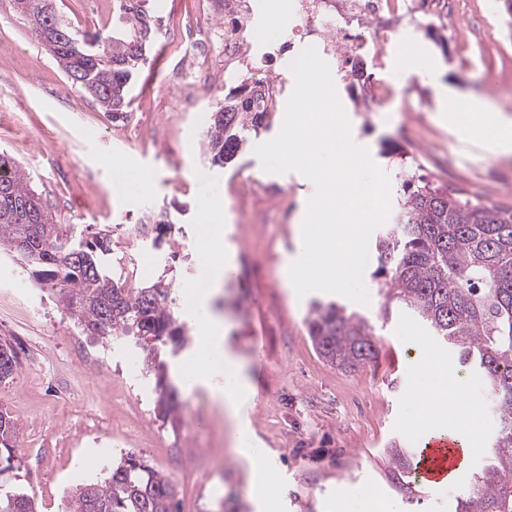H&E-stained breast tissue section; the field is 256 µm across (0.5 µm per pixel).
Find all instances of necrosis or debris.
Returning <instances> with one entry per match:
<instances>
[{
    "label": "necrosis or debris",
    "instance_id": "obj_1",
    "mask_svg": "<svg viewBox=\"0 0 512 512\" xmlns=\"http://www.w3.org/2000/svg\"><path fill=\"white\" fill-rule=\"evenodd\" d=\"M224 17L225 81L244 79L265 85L262 64L279 62L275 94L287 98L294 86L289 64L302 49L316 47L337 82H356L366 102L382 107L396 90L384 82L391 65L389 48L401 27L414 17L434 24L448 11V0H290L282 23V42L270 46L261 36L271 16L269 0H212Z\"/></svg>",
    "mask_w": 512,
    "mask_h": 512
}]
</instances>
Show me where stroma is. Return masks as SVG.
<instances>
[{
  "label": "stroma",
  "instance_id": "obj_1",
  "mask_svg": "<svg viewBox=\"0 0 512 512\" xmlns=\"http://www.w3.org/2000/svg\"><path fill=\"white\" fill-rule=\"evenodd\" d=\"M113 0H57L69 22L83 30L106 29ZM447 28L426 35L403 30L397 55L428 54L432 74L400 70L395 95L372 111L339 98L354 119L360 145L388 175L392 197L402 193L401 164L429 179L462 188L472 202L512 210V156H498L467 141L463 129L440 123L444 101L457 113L472 96L512 117V18L502 0H459ZM162 23L131 92L128 117L113 120L87 94L68 87L54 59L0 0V150L20 161L61 223L112 233L114 257L130 261L136 224L168 211L173 246L158 252L156 281L165 265L177 315L189 323L188 293L206 287L197 255L200 219L224 230V250L236 271L221 298L229 345L246 364L255 394L245 413L256 447L277 466L271 496L281 512H334L343 488L371 485L403 512H455L496 436L499 421L482 377L462 369L455 352L429 339L432 355L461 376V400L482 405L478 449L457 474L455 487L438 486L408 497L393 482L389 448H414L442 427L432 416L415 429L411 375L419 353L411 335L422 322L398 309L385 313V296L373 285L376 259L364 282L366 306L343 296L288 294L281 261L293 252L299 199L315 186L305 176L265 172L254 153L277 135L283 112L269 113L267 130L232 163L210 164L200 112L224 97V58L215 56L205 81H183L181 70L195 40L215 43L224 23L210 0H160ZM336 301L371 326L373 361L354 369L327 363L309 336L313 301ZM265 348L257 350L254 336ZM0 340L19 354L11 378L0 381V410L17 420L22 436L8 480L35 496L40 512H65L76 485L102 479L106 467L135 453L169 476L179 512H254L247 468L229 439L223 415L202 393H185L179 421L158 417L153 377L129 376L138 356L130 343L83 333L30 269L0 255Z\"/></svg>",
  "mask_w": 512,
  "mask_h": 512
}]
</instances>
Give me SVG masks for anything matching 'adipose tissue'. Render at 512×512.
<instances>
[{
	"label": "adipose tissue",
	"instance_id": "1",
	"mask_svg": "<svg viewBox=\"0 0 512 512\" xmlns=\"http://www.w3.org/2000/svg\"><path fill=\"white\" fill-rule=\"evenodd\" d=\"M467 104L469 131L475 135L491 134L492 153L512 154V118L488 111L473 97ZM198 255L208 286L195 293L190 305L196 343L182 359L179 378L186 392H203L231 421L232 446L247 463L258 510L275 512V502L266 496L263 488L274 480L276 467L265 452L255 447L243 414V405L253 384L243 361L229 351L227 324L214 307L215 299L225 281L234 275L235 268L225 260L223 236L213 225L202 224ZM414 381V400L420 414L454 413L451 398L455 386L447 369L436 361H425L416 368Z\"/></svg>",
	"mask_w": 512,
	"mask_h": 512
}]
</instances>
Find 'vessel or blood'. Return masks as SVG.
<instances>
[{
	"mask_svg": "<svg viewBox=\"0 0 512 512\" xmlns=\"http://www.w3.org/2000/svg\"><path fill=\"white\" fill-rule=\"evenodd\" d=\"M460 436L445 431L428 434L411 456L413 473L421 489L452 485L461 460Z\"/></svg>",
	"mask_w": 512,
	"mask_h": 512,
	"instance_id": "1",
	"label": "vessel or blood"
}]
</instances>
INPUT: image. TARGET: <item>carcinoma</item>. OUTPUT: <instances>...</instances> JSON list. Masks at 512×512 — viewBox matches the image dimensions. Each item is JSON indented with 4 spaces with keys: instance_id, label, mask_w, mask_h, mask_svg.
Returning <instances> with one entry per match:
<instances>
[{
    "instance_id": "carcinoma-1",
    "label": "carcinoma",
    "mask_w": 512,
    "mask_h": 512,
    "mask_svg": "<svg viewBox=\"0 0 512 512\" xmlns=\"http://www.w3.org/2000/svg\"><path fill=\"white\" fill-rule=\"evenodd\" d=\"M13 9L35 39L54 58L68 83L88 94L112 119L124 117L143 47L158 26L159 5L150 0H115L112 25L89 33L57 11H44L48 0H12ZM57 28L53 41L42 28ZM265 112L251 111V96L236 87L210 113L205 152L214 166L237 158L259 130L267 129ZM403 195L397 199L396 224L375 243L374 278L386 287V305L404 308L419 318L428 333L449 344L459 362L478 372L494 398L499 430L487 462L455 512H512V211L478 205L463 191L438 184L410 165L401 170ZM38 249L27 261L21 247ZM0 252L24 262L38 283L68 300L70 318L87 334L126 338L140 349L153 373L159 416L176 420L182 409L178 388L161 356H176L188 344L175 315L170 284L158 280L128 288L121 260L109 264L112 240L101 230L85 237L79 224H60L33 189L30 179L8 152L0 151ZM79 252L90 265L71 258ZM309 335L327 362L352 369L372 359L375 344L360 315L334 302L313 303ZM0 381L13 375L17 353L0 344ZM20 441L16 421L0 412V476L13 469ZM394 476L411 470L410 455L389 449ZM0 512H38L35 497L0 483ZM68 512H176L175 486L165 474L128 453L106 477L76 486Z\"/></svg>"
}]
</instances>
